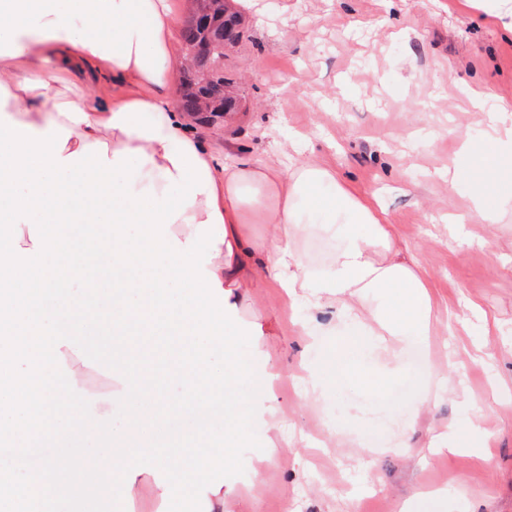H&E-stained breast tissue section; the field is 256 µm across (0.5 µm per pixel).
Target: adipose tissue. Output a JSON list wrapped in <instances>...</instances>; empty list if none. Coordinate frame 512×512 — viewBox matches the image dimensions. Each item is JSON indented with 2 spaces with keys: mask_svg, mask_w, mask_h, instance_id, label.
Returning a JSON list of instances; mask_svg holds the SVG:
<instances>
[{
  "mask_svg": "<svg viewBox=\"0 0 512 512\" xmlns=\"http://www.w3.org/2000/svg\"><path fill=\"white\" fill-rule=\"evenodd\" d=\"M176 20L172 0H0V87L7 92L0 111L39 132L53 124L67 128L69 153L97 142L111 155L144 151L139 190L163 192L171 142L186 141L207 167L211 192L198 194L170 230L178 239L189 238L208 220L207 199L215 197L226 236L209 269L227 291L228 305L245 308L251 289L276 288L289 309L306 304L308 315L299 322L303 335L331 336L341 323L351 329V345L386 340L395 357L436 328L450 332L464 325L457 314L434 318L429 288L394 245L384 217L352 193L336 170L272 157L222 156L203 142L175 104ZM72 71L87 75L95 92L75 90L65 79ZM480 135L485 174L512 170V154L504 148L512 127L501 112L485 113ZM324 187L332 193L318 199ZM252 216L272 225L269 237L256 241L242 233ZM310 223L333 228L339 238L322 271L296 247ZM370 295L378 310L366 316L361 307ZM331 300L342 306L335 320L321 322L317 314ZM305 370L303 382L313 393L345 370L366 389L379 386L372 374L337 360H309Z\"/></svg>",
  "mask_w": 512,
  "mask_h": 512,
  "instance_id": "1",
  "label": "adipose tissue"
}]
</instances>
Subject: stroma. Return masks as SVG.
Instances as JSON below:
<instances>
[{
	"instance_id": "obj_1",
	"label": "stroma",
	"mask_w": 512,
	"mask_h": 512,
	"mask_svg": "<svg viewBox=\"0 0 512 512\" xmlns=\"http://www.w3.org/2000/svg\"><path fill=\"white\" fill-rule=\"evenodd\" d=\"M240 12L249 37L225 65L247 109L202 126L205 142L262 159L303 135L301 159L378 199L436 312L476 307L486 319L452 336L437 330L398 365L383 353L367 358L387 378L379 391L342 377L325 397H303L304 338L276 290L262 289L243 317L271 329L257 345L282 373L279 426L296 437L257 474L254 451L245 452L226 512H402L428 491L438 512H512V198L489 184L499 206L485 223L472 186L444 177L459 136L481 128L472 96L490 108L512 103V35L457 0H251ZM438 384L455 392L432 407ZM464 397L493 436L491 460L467 452ZM453 418L455 452L430 448ZM329 423L338 440L325 448Z\"/></svg>"
}]
</instances>
